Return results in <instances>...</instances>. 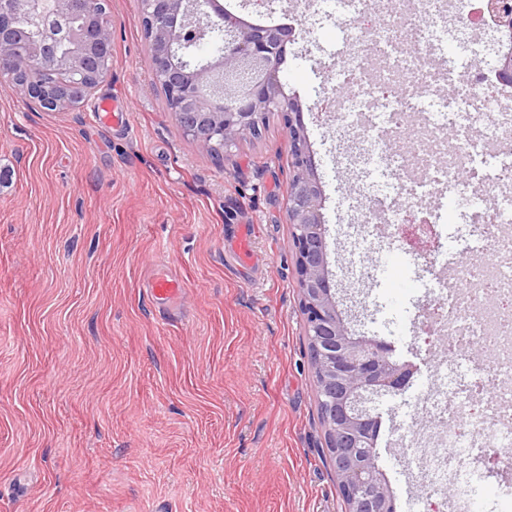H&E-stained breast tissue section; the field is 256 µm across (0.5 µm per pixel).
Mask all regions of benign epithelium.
<instances>
[{
	"mask_svg": "<svg viewBox=\"0 0 512 512\" xmlns=\"http://www.w3.org/2000/svg\"><path fill=\"white\" fill-rule=\"evenodd\" d=\"M87 0H25L41 25L42 40L27 42L0 7V61L14 68L0 72V85L34 95L58 110L77 107L81 90L112 65L109 0L84 10ZM492 29L512 40V0H483ZM141 17L150 40L152 83L163 88L184 133L203 150L223 152L259 129L265 115L278 112L288 134L293 175L287 189V219L293 227L296 273L307 335L313 337L326 403V448L342 477L353 512H390L393 492L372 465L377 441L374 409L368 402L403 388L407 363L392 358L384 344L351 332L337 310L330 278L325 194L313 150L295 97L284 94L274 63L283 57L294 30L256 26L224 10L220 0H141ZM227 40L224 52L193 65L186 55L203 43L213 18ZM69 50H49L57 39Z\"/></svg>",
	"mask_w": 512,
	"mask_h": 512,
	"instance_id": "7a95c632",
	"label": "benign epithelium"
}]
</instances>
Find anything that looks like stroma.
<instances>
[{
  "label": "stroma",
  "mask_w": 512,
  "mask_h": 512,
  "mask_svg": "<svg viewBox=\"0 0 512 512\" xmlns=\"http://www.w3.org/2000/svg\"><path fill=\"white\" fill-rule=\"evenodd\" d=\"M286 24L280 79L297 97L321 178L330 265L351 330L429 370L442 351L354 281L389 239L355 252L344 203L373 179L345 166L315 111L344 50L310 0H222ZM112 67L76 108L0 87V512H345L324 442L279 113L215 158L181 130L148 70L140 0H111ZM247 233L249 260L236 248ZM181 293L156 299V275ZM406 387L384 399L377 451L397 512H418L402 467Z\"/></svg>",
  "instance_id": "stroma-1"
}]
</instances>
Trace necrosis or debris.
<instances>
[{
	"mask_svg": "<svg viewBox=\"0 0 512 512\" xmlns=\"http://www.w3.org/2000/svg\"><path fill=\"white\" fill-rule=\"evenodd\" d=\"M455 3L464 26L478 25L477 0H348L347 51L325 103L336 128L354 140L348 158L396 166L391 181L372 184L356 209L355 245L371 247L381 226L413 259H441L453 239L422 206L429 188L447 190L475 228L476 245L456 271L465 289L439 280L413 316L427 343L443 342L448 358L426 382L425 423H411L405 466L425 512H472L486 480L512 474V118L491 97L494 73L478 69L440 91L434 66L448 29L440 19ZM461 137L449 142L448 128ZM467 178H460V171ZM479 341L487 361L462 352Z\"/></svg>",
	"mask_w": 512,
	"mask_h": 512,
	"instance_id": "4bbe7bcc",
	"label": "necrosis or debris"
}]
</instances>
